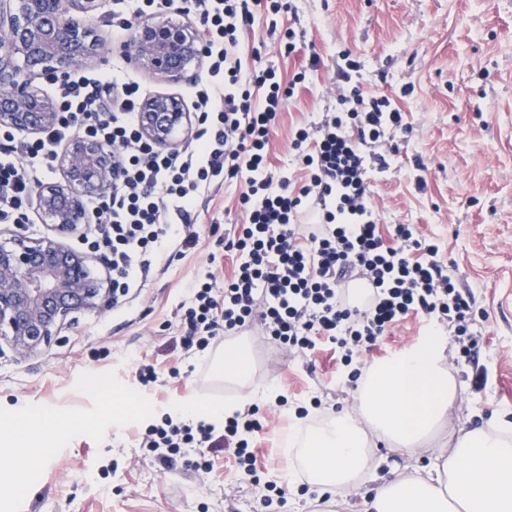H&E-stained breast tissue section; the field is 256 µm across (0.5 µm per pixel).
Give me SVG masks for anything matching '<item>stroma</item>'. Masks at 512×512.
<instances>
[{"mask_svg":"<svg viewBox=\"0 0 512 512\" xmlns=\"http://www.w3.org/2000/svg\"><path fill=\"white\" fill-rule=\"evenodd\" d=\"M112 8V0H96L101 47L86 71L121 69L143 95L190 100L207 67L178 84L152 77L128 59L126 37L113 34ZM288 30L295 33L291 52L283 39ZM242 47L293 87L270 136L272 171L299 179L293 132L334 108L346 60L358 63L353 78L366 91L394 99L407 114L412 130L398 136L389 169L370 173L374 202L384 225L415 224L434 240L438 261L474 299L484 336L477 358L461 360L458 344L448 345L458 391L452 427L512 420V0H287L279 13L256 12ZM301 71L307 78L295 83ZM236 200L230 184L201 194L191 214L200 232L196 248L160 254L124 304L75 314L49 346L27 355L0 342V427L22 430L27 419L43 414L72 421L49 435V456L21 484L14 480L16 439L0 434V512H256L268 481L288 494L285 505L266 512H365L379 486L423 469L447 449L444 427L413 456L369 431L375 467L358 493L321 498L299 460L283 453L281 436L298 409H307L315 425L352 408L358 393L348 380L351 369L328 348L306 356L275 351L253 326L239 337L253 364L251 403L272 410L259 442V483L224 467L204 473L185 458L167 465L142 460L135 433L162 408L187 397L224 403L242 393L215 366V351L166 349L182 333L188 287L232 270L224 234L243 221ZM432 328L408 317L361 360L382 359ZM143 362L158 372L146 388L134 378ZM102 384L109 396L99 394ZM280 396L287 400L281 408ZM117 399L126 411L118 429L110 425Z\"/></svg>","mask_w":512,"mask_h":512,"instance_id":"obj_1","label":"stroma"}]
</instances>
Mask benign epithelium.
Here are the masks:
<instances>
[{"instance_id": "7a95c632", "label": "benign epithelium", "mask_w": 512, "mask_h": 512, "mask_svg": "<svg viewBox=\"0 0 512 512\" xmlns=\"http://www.w3.org/2000/svg\"><path fill=\"white\" fill-rule=\"evenodd\" d=\"M77 0H0V127L43 133L60 114L52 99L33 86L44 77L64 82L97 50L95 21L69 17ZM134 63L171 83L182 81L201 64L205 48L199 32L184 23L137 24L125 46ZM185 102L156 94L143 100L140 132L152 144L171 149L189 130ZM63 184H44L35 191L37 211L58 232L90 223L84 199L106 197L117 180L112 149L88 136L65 147ZM112 300V288L92 275L89 257L54 237L31 240L15 233L0 244V335L12 346L32 352L51 342L67 319L80 311H96Z\"/></svg>"}]
</instances>
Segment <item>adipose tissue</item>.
I'll list each match as a JSON object with an SVG mask.
<instances>
[{
  "label": "adipose tissue",
  "instance_id": "adipose-tissue-1",
  "mask_svg": "<svg viewBox=\"0 0 512 512\" xmlns=\"http://www.w3.org/2000/svg\"><path fill=\"white\" fill-rule=\"evenodd\" d=\"M447 342L435 331L369 366L356 411L313 429L295 419L284 442L303 446L301 460L314 485L328 492L359 489L371 463L363 425L408 453L432 435L456 404ZM56 428L55 417L36 421L16 459V476L48 454L44 436ZM369 512H512V423L494 419L457 432L449 455H437L425 475L399 477L378 489Z\"/></svg>",
  "mask_w": 512,
  "mask_h": 512
}]
</instances>
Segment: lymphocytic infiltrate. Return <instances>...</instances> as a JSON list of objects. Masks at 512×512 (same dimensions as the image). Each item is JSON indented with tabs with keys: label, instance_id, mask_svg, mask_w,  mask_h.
<instances>
[{
	"label": "lymphocytic infiltrate",
	"instance_id": "obj_1",
	"mask_svg": "<svg viewBox=\"0 0 512 512\" xmlns=\"http://www.w3.org/2000/svg\"><path fill=\"white\" fill-rule=\"evenodd\" d=\"M175 7L199 15L208 50L209 78L192 91L199 121L193 136L181 149L158 148L140 135L135 81L119 70L76 76L55 91L63 114L58 125L36 140L0 144V223H24V200L73 126L84 121L89 136L111 146L118 160L111 195L92 202L94 245L111 253L114 291L135 287L160 247L182 254L197 246L200 235L186 217L203 191L223 182L239 188L245 221L224 241L236 263L228 279L189 288L183 349L206 351L258 317L275 347L311 352L325 343L349 364L414 315L446 325L461 357L472 360L483 338L471 294L456 288L436 259V245L417 225L380 232L369 203V171L387 169L396 134L410 130L406 114L389 97L357 87L339 95L336 111L323 113L313 129H297L294 147L305 182L291 190L290 177H274L267 162L286 93L274 68H250L240 50L254 8L277 13L282 0H115L112 27L122 36L136 19ZM307 214L308 224L302 221ZM358 269L372 290L356 305L342 283ZM265 427L255 408L225 418L220 430L166 413L136 440L161 462L192 454L208 471L225 453L236 473L253 481L254 446Z\"/></svg>",
	"mask_w": 512,
	"mask_h": 512
}]
</instances>
